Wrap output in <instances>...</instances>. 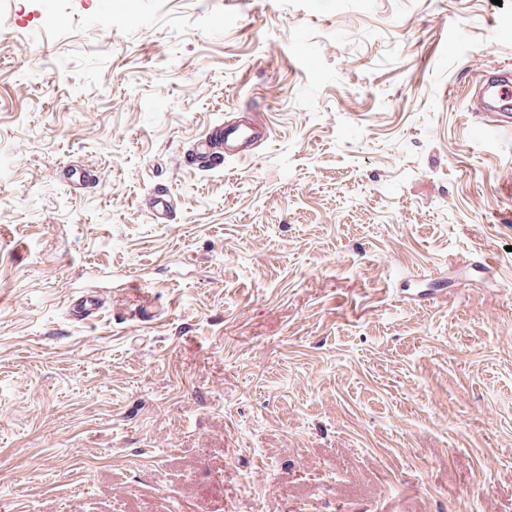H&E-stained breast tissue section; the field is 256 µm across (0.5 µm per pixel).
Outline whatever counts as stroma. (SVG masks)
<instances>
[{
	"label": "stroma",
	"mask_w": 512,
	"mask_h": 512,
	"mask_svg": "<svg viewBox=\"0 0 512 512\" xmlns=\"http://www.w3.org/2000/svg\"><path fill=\"white\" fill-rule=\"evenodd\" d=\"M7 33L0 512H512V124L471 102L512 0H0ZM231 114L268 141L199 154ZM67 181H71L73 185L81 186L82 188H91L100 186L107 182L110 178L107 170L93 166H84L75 168V170H68Z\"/></svg>",
	"instance_id": "obj_1"
}]
</instances>
